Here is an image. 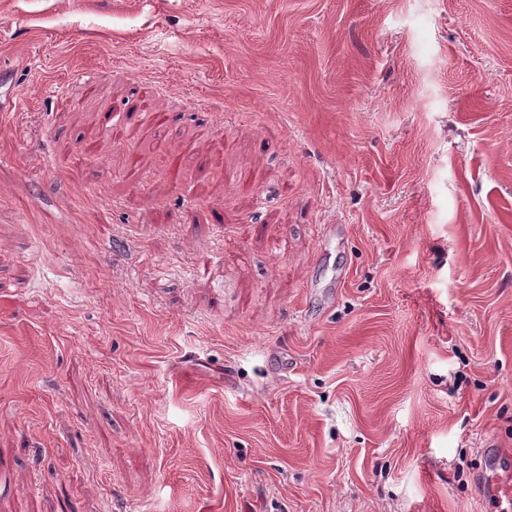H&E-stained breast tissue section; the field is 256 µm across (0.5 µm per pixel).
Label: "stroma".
<instances>
[{
	"instance_id": "35a3bbf8",
	"label": "stroma",
	"mask_w": 512,
	"mask_h": 512,
	"mask_svg": "<svg viewBox=\"0 0 512 512\" xmlns=\"http://www.w3.org/2000/svg\"><path fill=\"white\" fill-rule=\"evenodd\" d=\"M0 70V512H512V0H0ZM510 476L507 480L505 476ZM512 458L499 452L487 449L485 451V468L482 472L479 491L484 498L500 501L508 498L511 493Z\"/></svg>"
}]
</instances>
